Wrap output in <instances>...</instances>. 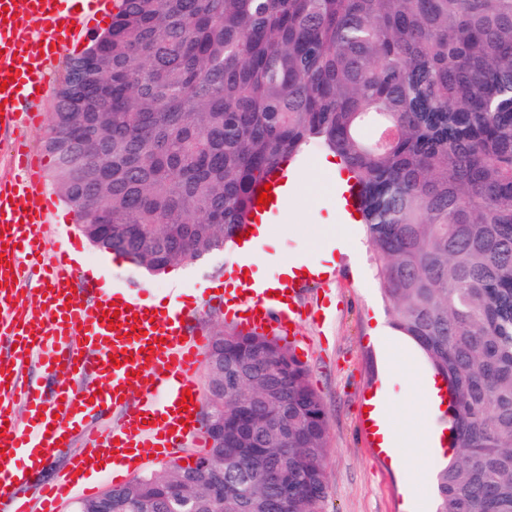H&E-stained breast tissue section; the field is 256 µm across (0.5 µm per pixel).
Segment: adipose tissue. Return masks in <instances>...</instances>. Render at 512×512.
Masks as SVG:
<instances>
[{
	"instance_id": "adipose-tissue-1",
	"label": "adipose tissue",
	"mask_w": 512,
	"mask_h": 512,
	"mask_svg": "<svg viewBox=\"0 0 512 512\" xmlns=\"http://www.w3.org/2000/svg\"><path fill=\"white\" fill-rule=\"evenodd\" d=\"M338 224L329 226L319 249L320 259L310 261L305 259H281L276 276L265 279L264 285L268 288L280 287L282 279H300L309 274H318L326 271L327 265L333 260L334 250H340L348 245L345 231L354 223V219L346 206H339ZM371 404L373 409L370 417L376 426V440L380 448L387 453H394L396 448L410 449V462L421 464L433 455L441 453L444 440L439 431H425L415 434L401 435L395 428L390 409L383 396H375Z\"/></svg>"
}]
</instances>
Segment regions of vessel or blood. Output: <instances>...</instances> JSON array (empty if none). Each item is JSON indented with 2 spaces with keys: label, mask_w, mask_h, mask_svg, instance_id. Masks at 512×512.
Wrapping results in <instances>:
<instances>
[{
  "label": "vessel or blood",
  "mask_w": 512,
  "mask_h": 512,
  "mask_svg": "<svg viewBox=\"0 0 512 512\" xmlns=\"http://www.w3.org/2000/svg\"><path fill=\"white\" fill-rule=\"evenodd\" d=\"M111 0H0V122L8 127L33 119L31 102L46 88L45 71L59 48L81 35ZM12 179L0 183V340L13 343L11 362L0 365V502L10 512H59L62 502L109 465L127 473L150 460L168 459L174 448L206 445L195 418L199 404L182 406L197 392L206 339L187 335L190 311L157 306L149 298L78 279L67 252L46 260L41 229L52 207L38 161L10 157ZM294 283L277 295L244 283L225 295V316L246 332L271 333L295 323ZM43 352L45 381L29 383L19 371ZM90 379L80 389L66 376ZM139 398H132V391ZM25 408L17 425L13 401ZM119 410L121 419L102 436L91 417ZM86 445L75 449L76 437ZM64 456L66 470L46 481L49 461Z\"/></svg>",
  "instance_id": "1"
}]
</instances>
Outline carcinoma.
<instances>
[{"mask_svg":"<svg viewBox=\"0 0 512 512\" xmlns=\"http://www.w3.org/2000/svg\"><path fill=\"white\" fill-rule=\"evenodd\" d=\"M85 53L44 139L82 235L150 274L194 263L322 141L393 326L455 399L435 512H512V0H119ZM326 451L304 365L224 332V512H325ZM197 469L134 478L119 512H182L178 477L207 512Z\"/></svg>","mask_w":512,"mask_h":512,"instance_id":"1","label":"carcinoma"}]
</instances>
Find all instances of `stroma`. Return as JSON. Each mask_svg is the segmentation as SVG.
I'll return each instance as SVG.
<instances>
[{"instance_id":"stroma-1","label":"stroma","mask_w":512,"mask_h":512,"mask_svg":"<svg viewBox=\"0 0 512 512\" xmlns=\"http://www.w3.org/2000/svg\"><path fill=\"white\" fill-rule=\"evenodd\" d=\"M327 153L314 144L289 168L292 182L269 224L271 241L251 260L250 270L275 276L282 258H312L327 227L336 221V195L329 192L328 174L317 162ZM66 204H59L44 236L47 252L62 241L78 244V267L96 271L100 281L152 297L178 298L194 308L192 328L211 337L232 325L222 304L203 305L210 288L229 280L237 268L235 249L227 248L195 263L175 265L150 275L130 261L113 262L111 254L95 248L69 222ZM354 251L336 254L337 266L321 287H311L294 299L301 320L284 339L294 348L327 412L328 452L323 461L327 512H434L432 478L441 465L434 456L423 466L380 459L371 447L364 408L369 393L384 391L396 427L402 432L432 429L439 417L425 408L416 377H428L431 367L416 345L392 326L373 248L364 225H355ZM404 366H389L390 353Z\"/></svg>"}]
</instances>
